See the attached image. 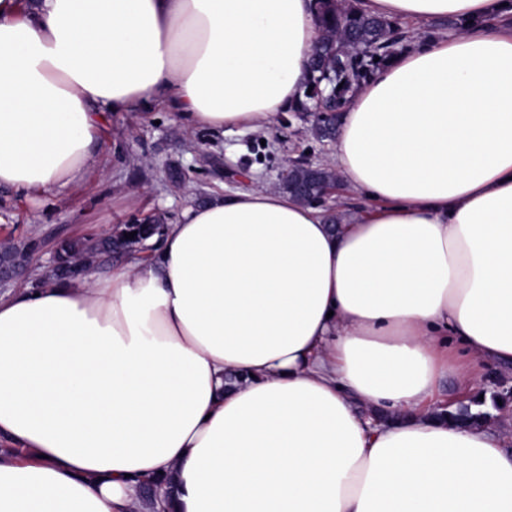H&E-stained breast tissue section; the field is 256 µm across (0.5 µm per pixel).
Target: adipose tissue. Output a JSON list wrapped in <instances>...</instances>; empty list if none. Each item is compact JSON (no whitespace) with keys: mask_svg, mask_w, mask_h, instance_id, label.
<instances>
[{"mask_svg":"<svg viewBox=\"0 0 512 512\" xmlns=\"http://www.w3.org/2000/svg\"><path fill=\"white\" fill-rule=\"evenodd\" d=\"M410 40L354 92L343 223L266 187L159 249L0 295V512H512V436L462 426L512 363V0H359ZM450 18L452 34L424 37ZM314 0H0V188L80 183L106 113L268 129ZM493 379H502L508 381L510 386H508L504 381H497L495 384L496 392L497 397L502 401H512V365H510V367H504L499 364H491L486 366L481 393L487 395V402H489L490 397V381Z\"/></svg>","mask_w":512,"mask_h":512,"instance_id":"obj_1","label":"adipose tissue"}]
</instances>
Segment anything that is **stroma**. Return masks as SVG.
<instances>
[{"mask_svg": "<svg viewBox=\"0 0 512 512\" xmlns=\"http://www.w3.org/2000/svg\"><path fill=\"white\" fill-rule=\"evenodd\" d=\"M332 148V142L317 139L310 122L291 112L278 114L269 131L225 135L188 133L160 104L117 112L106 121L98 157L78 188L0 194V242L45 245L58 231L71 238L101 235L148 213L173 224L198 198L258 185L278 188L289 159L304 154L322 164ZM176 165L187 173L178 189L168 181Z\"/></svg>", "mask_w": 512, "mask_h": 512, "instance_id": "obj_1", "label": "stroma"}]
</instances>
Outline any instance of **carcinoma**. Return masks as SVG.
Here are the masks:
<instances>
[{
    "instance_id": "cac0c4a2",
    "label": "carcinoma",
    "mask_w": 512,
    "mask_h": 512,
    "mask_svg": "<svg viewBox=\"0 0 512 512\" xmlns=\"http://www.w3.org/2000/svg\"><path fill=\"white\" fill-rule=\"evenodd\" d=\"M317 6L321 35L308 64L307 85L312 90L303 94L292 111L313 117L314 134L327 139L335 133L336 114L346 107L350 93L391 57L405 35L386 19L359 11L355 0H317ZM335 182L336 172L331 167L300 161L291 166L280 188L300 201L313 203ZM133 231V239L125 238ZM164 231L160 217L134 220L117 228L108 242L98 240L91 244L84 238L69 239L64 244V254L68 262L77 261L91 268L105 255L117 256L129 243L160 238Z\"/></svg>"
}]
</instances>
